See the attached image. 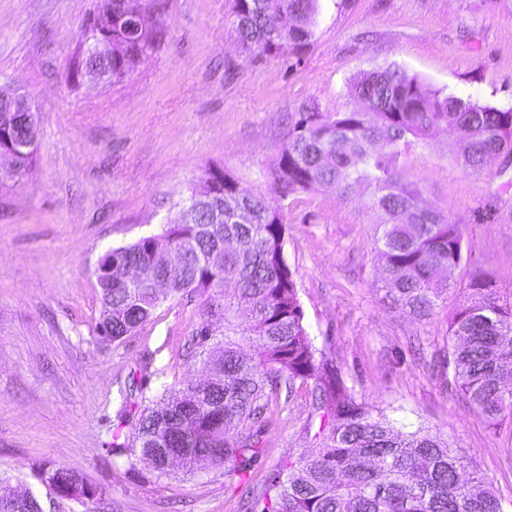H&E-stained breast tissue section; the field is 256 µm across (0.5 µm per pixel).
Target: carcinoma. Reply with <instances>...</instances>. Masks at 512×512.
Returning a JSON list of instances; mask_svg holds the SVG:
<instances>
[{"label":"carcinoma","mask_w":512,"mask_h":512,"mask_svg":"<svg viewBox=\"0 0 512 512\" xmlns=\"http://www.w3.org/2000/svg\"><path fill=\"white\" fill-rule=\"evenodd\" d=\"M321 0H234L233 27L238 41L261 59L300 53L316 35ZM112 35V82L120 83L139 59L152 52L163 31L149 15L131 30L121 0H112V20L101 22ZM351 108L334 112L309 106L298 113L280 159L272 194L240 188L228 173L208 176L224 192V223L212 210L196 206L189 194L176 204L174 219L162 233L114 247L99 259L104 270L99 335L116 342L146 322L161 305L150 288H140L123 271L155 262L157 252L180 247L188 259L168 298L204 295L207 318L196 332L199 356L213 379L146 393V383L131 380L136 400L118 413L112 447L128 451L129 466L141 465L167 477L162 450L175 438L184 449L181 468L193 474L209 466L224 475L249 474L265 450L270 404L297 385L310 388L312 413L305 424L310 452L282 465L256 491L252 506L261 512H504L493 482L448 437L418 426H395L386 410L359 403L341 371L318 359L309 337L295 274L284 252L285 225L279 202L317 188L347 195L371 189L368 206L379 214L377 247L384 258L380 277L391 304L422 319L447 299L449 285L437 270L463 259L460 225L440 208L418 204L419 192L406 179L401 158L450 127L468 136L455 155L458 166L481 172L502 153L512 151V107L499 108L448 94L399 66L377 67L348 83ZM25 128L0 132V145L27 139ZM247 210L243 224L236 213ZM233 238L224 268L209 265L208 255ZM471 300L448 318V356L455 393L491 426L512 410V293L493 289L487 274L469 284ZM241 309L247 323L237 321ZM252 344L255 356L241 352ZM134 419L133 433L122 427ZM47 485L69 497L104 495L78 472L56 467ZM0 512H44L42 498L18 493L0 479Z\"/></svg>","instance_id":"carcinoma-1"}]
</instances>
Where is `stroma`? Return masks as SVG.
<instances>
[{
    "label": "stroma",
    "mask_w": 512,
    "mask_h": 512,
    "mask_svg": "<svg viewBox=\"0 0 512 512\" xmlns=\"http://www.w3.org/2000/svg\"><path fill=\"white\" fill-rule=\"evenodd\" d=\"M232 5L165 0L163 39L112 84L67 77L96 0H0V87L25 93L40 117L33 166L0 186V477L45 497L46 512H245L247 485L308 448L300 386L288 406H272L247 484L219 467L159 478L112 454L129 377L155 389L201 374L193 336L204 299L166 300L122 341H102L94 268L109 247L160 234L207 170L269 192L296 112L345 108L360 71L395 64L446 92L512 105V0H324L303 53L262 59L241 48ZM457 143L445 132L401 158L421 201L461 224L466 244L429 319L383 299L366 191L289 196L285 255L310 337L356 400L397 426L447 434L512 512V419L488 428L442 364L448 318L473 276L512 293V153L472 173L455 164ZM58 466L106 498L49 495L41 477Z\"/></svg>",
    "instance_id": "stroma-1"
}]
</instances>
